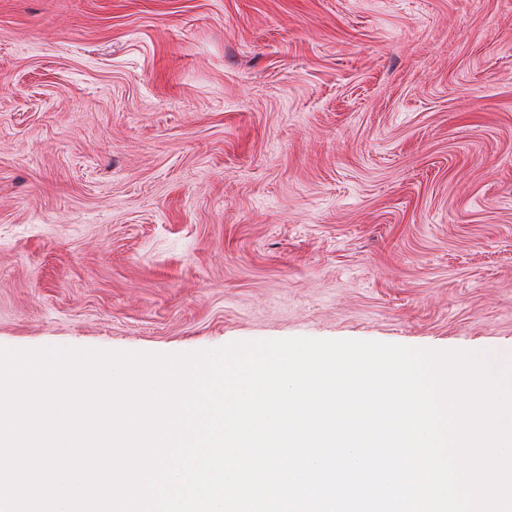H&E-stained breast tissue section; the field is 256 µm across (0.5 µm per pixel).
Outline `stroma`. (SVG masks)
Returning <instances> with one entry per match:
<instances>
[{"mask_svg": "<svg viewBox=\"0 0 512 512\" xmlns=\"http://www.w3.org/2000/svg\"><path fill=\"white\" fill-rule=\"evenodd\" d=\"M294 337L512 364V0H0V348Z\"/></svg>", "mask_w": 512, "mask_h": 512, "instance_id": "obj_1", "label": "stroma"}]
</instances>
